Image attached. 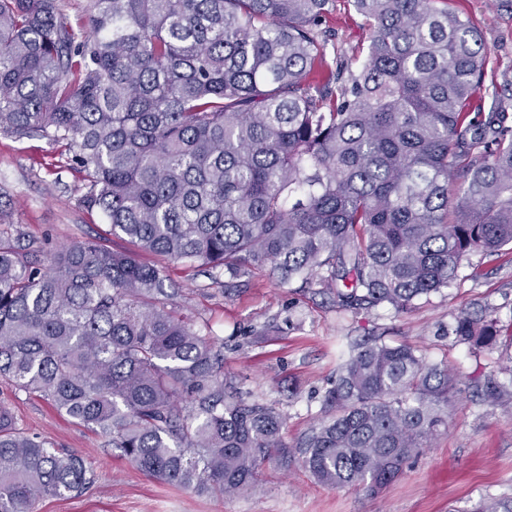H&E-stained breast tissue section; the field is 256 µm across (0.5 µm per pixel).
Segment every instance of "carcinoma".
<instances>
[{"label": "carcinoma", "instance_id": "cac0c4a2", "mask_svg": "<svg viewBox=\"0 0 512 512\" xmlns=\"http://www.w3.org/2000/svg\"><path fill=\"white\" fill-rule=\"evenodd\" d=\"M349 2L366 44L328 63L335 0H89L85 26L62 0H0V134L64 152L86 208L140 252L280 284L323 269L342 308L406 314L512 245V114L484 112L488 50L448 0ZM176 295L165 267L97 239L38 261L0 237V378L201 495L297 454L317 483L376 494L448 426V366L367 340L290 445L279 409L226 395ZM448 335L503 337L490 308ZM93 480L0 406V512Z\"/></svg>", "mask_w": 512, "mask_h": 512}]
</instances>
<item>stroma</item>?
Listing matches in <instances>:
<instances>
[{
  "mask_svg": "<svg viewBox=\"0 0 512 512\" xmlns=\"http://www.w3.org/2000/svg\"><path fill=\"white\" fill-rule=\"evenodd\" d=\"M451 6L479 28L488 47L486 84L512 110V0H452ZM81 185L80 174L47 140L0 135V188L14 201L5 232L35 249L102 238L111 250L129 251L125 240L110 236L104 217L84 206ZM166 270L196 327L220 346L231 393L277 407L288 444L325 419L323 396L337 365L366 338L411 343L455 372L459 392L447 431L375 495L359 486L316 484L297 457L285 466L265 462L251 490L200 495L146 476L105 437L0 380V405L12 411L17 428L82 455L95 474L83 494L43 498L35 512H471L481 499L512 498V394L495 403L485 397L488 379L512 364V347L474 351L448 336L463 310L490 307L502 324L512 323L511 251L472 254L448 288L400 316L384 307L346 312L316 283L282 285L257 275L228 292L227 275L214 280L181 261L167 262Z\"/></svg>",
  "mask_w": 512,
  "mask_h": 512,
  "instance_id": "1",
  "label": "stroma"
}]
</instances>
